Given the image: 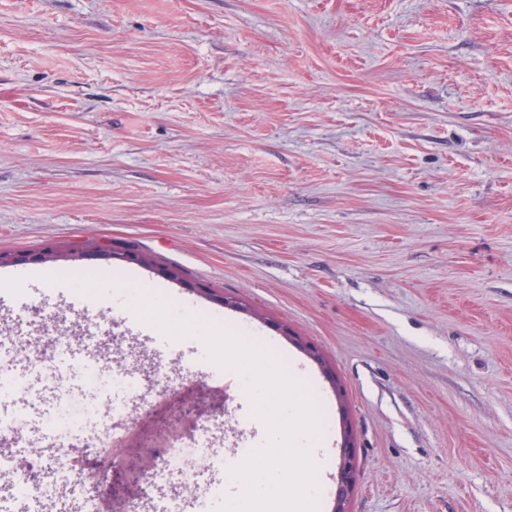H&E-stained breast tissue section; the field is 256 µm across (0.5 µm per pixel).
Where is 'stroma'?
<instances>
[{"label": "stroma", "mask_w": 512, "mask_h": 512, "mask_svg": "<svg viewBox=\"0 0 512 512\" xmlns=\"http://www.w3.org/2000/svg\"><path fill=\"white\" fill-rule=\"evenodd\" d=\"M51 244L54 280L0 265V376L25 389L7 398L23 436L0 442L15 512H88L81 474L112 465L88 436L130 437L217 372L200 338L137 318L141 292L305 383L318 512L343 405L348 512H512V0H0V252ZM200 388L179 467L154 468L159 512L264 443L240 388ZM27 462L49 495L18 492Z\"/></svg>", "instance_id": "obj_1"}]
</instances>
